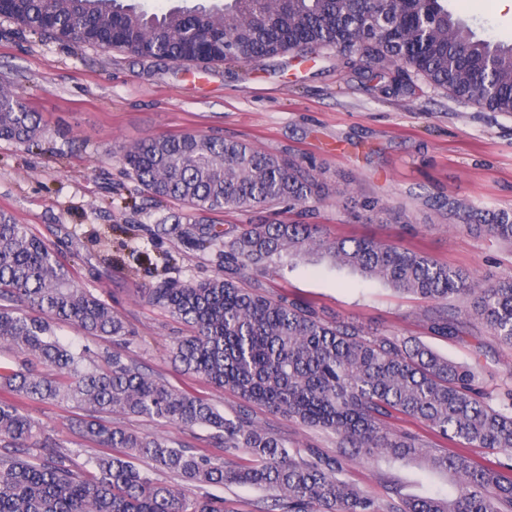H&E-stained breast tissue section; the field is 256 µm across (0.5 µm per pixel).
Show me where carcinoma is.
Here are the masks:
<instances>
[{
    "label": "carcinoma",
    "instance_id": "1",
    "mask_svg": "<svg viewBox=\"0 0 512 512\" xmlns=\"http://www.w3.org/2000/svg\"><path fill=\"white\" fill-rule=\"evenodd\" d=\"M0 17L40 37L177 63H253L324 47L360 52L370 66L411 68L456 98L512 114V45L478 38L447 0H224L160 14L125 0H0ZM42 134L40 114L0 86V139L30 148ZM122 161L151 197L181 202L188 221L320 200L318 180L303 162L224 138L152 136L123 148ZM467 220L468 229L512 243L511 212L473 210ZM169 232L193 235L200 247L224 238V268L212 278L164 282L139 296L192 327L172 340L174 365L234 389L247 404L335 433L339 455L291 452L246 407L227 417L140 365L128 351L135 332L112 306L79 287L27 225L0 212V344L16 354L14 365L0 366V512H224V498L212 490L229 485L265 492L262 512H512V388L495 407L479 362L456 364L419 341L327 321L305 303L245 288L237 277L315 250L434 301L425 313L432 335L458 337L476 320L510 348L512 279L475 282L399 243L330 239L318 224L249 223L235 233L174 224ZM450 298L466 306L450 308ZM58 322L111 345L73 349L56 337ZM19 398L85 411L79 433L100 449L72 450L44 436ZM395 413L501 458L482 466L462 451L433 448L390 428ZM130 415L204 427L218 447L242 451L249 462L131 431L121 424ZM140 458L178 481H156L135 464ZM345 460L420 463L448 475L453 491L404 498L393 485L379 500L346 477Z\"/></svg>",
    "mask_w": 512,
    "mask_h": 512
}]
</instances>
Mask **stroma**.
<instances>
[{
    "instance_id": "35a3bbf8",
    "label": "stroma",
    "mask_w": 512,
    "mask_h": 512,
    "mask_svg": "<svg viewBox=\"0 0 512 512\" xmlns=\"http://www.w3.org/2000/svg\"><path fill=\"white\" fill-rule=\"evenodd\" d=\"M448 8L479 37L512 44V14L496 0H448ZM1 85L42 114L44 134L33 148L0 140V212L50 243L75 281L135 330L130 351L138 362L225 415L241 405L235 391L184 373L166 357L169 343L190 327L139 301L144 289L165 280L211 278L224 264L222 248L201 251L189 240L156 235L157 225L183 206L134 193L123 146L197 133L303 160L322 187L321 201L304 216L268 210L269 222L319 224L332 238L398 240L482 283L512 278V245L470 232L461 221L471 208L512 212V116L455 98L413 70L384 88L369 78L359 54L333 49L313 59L289 52L251 64L174 63L34 36L0 17ZM366 201L376 209L364 210ZM140 246L146 255L131 257ZM242 284L373 332L420 340L459 364L481 362L493 394L512 379V349L485 329L459 338L431 335L424 322L429 300L336 267L325 255L288 258ZM20 405L60 445L89 447L75 428L84 411L29 399ZM249 412L289 450L336 449L333 434L260 404ZM126 424L218 452L202 428L182 431L147 417ZM348 474L381 500L390 475L408 495L448 486L447 478L412 463L377 470L352 462Z\"/></svg>"
}]
</instances>
